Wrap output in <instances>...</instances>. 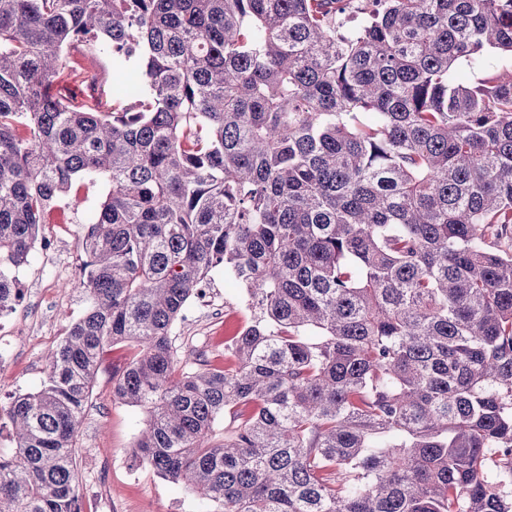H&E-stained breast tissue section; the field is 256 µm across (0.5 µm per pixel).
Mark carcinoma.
<instances>
[{"label": "carcinoma", "mask_w": 512, "mask_h": 512, "mask_svg": "<svg viewBox=\"0 0 512 512\" xmlns=\"http://www.w3.org/2000/svg\"><path fill=\"white\" fill-rule=\"evenodd\" d=\"M75 47L79 82H131L51 93ZM489 49L512 0H0L1 305L46 212L101 189L0 512H83L77 433L125 341L136 458L211 512H512V75L456 79ZM218 273L249 319L179 370Z\"/></svg>", "instance_id": "cac0c4a2"}]
</instances>
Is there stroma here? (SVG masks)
<instances>
[{
    "mask_svg": "<svg viewBox=\"0 0 512 512\" xmlns=\"http://www.w3.org/2000/svg\"><path fill=\"white\" fill-rule=\"evenodd\" d=\"M72 198L79 208L60 206L44 218L41 238L56 242L55 250L34 251L19 270L25 292V319L10 326L18 346L8 363L0 366V407L18 394L38 390L46 379V356L56 349L70 325L88 305L80 286L86 259L83 239L86 218L99 192L74 184ZM209 291L213 304L191 301L183 320L174 328L179 365H193L200 352L223 345L231 326L248 317L243 289L223 275H216ZM137 352L135 343L108 347L92 384L86 412L77 437L80 487L85 512H202L200 502L184 489L159 477L132 457V446L143 427V410L119 403L112 397V379Z\"/></svg>",
    "mask_w": 512,
    "mask_h": 512,
    "instance_id": "stroma-1",
    "label": "stroma"
}]
</instances>
